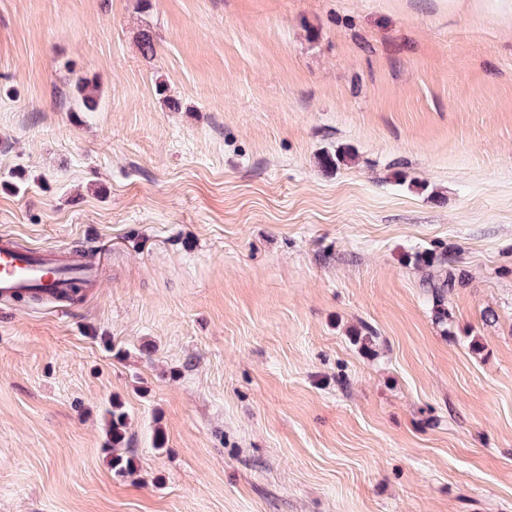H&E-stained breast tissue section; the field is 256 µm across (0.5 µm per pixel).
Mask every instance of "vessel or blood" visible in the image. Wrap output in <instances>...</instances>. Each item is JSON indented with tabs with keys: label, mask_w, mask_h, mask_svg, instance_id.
Instances as JSON below:
<instances>
[{
	"label": "vessel or blood",
	"mask_w": 512,
	"mask_h": 512,
	"mask_svg": "<svg viewBox=\"0 0 512 512\" xmlns=\"http://www.w3.org/2000/svg\"><path fill=\"white\" fill-rule=\"evenodd\" d=\"M87 288L98 282V266L61 251L18 247L14 239L0 237V299L40 293L51 299L67 295L72 280Z\"/></svg>",
	"instance_id": "b4317fda"
}]
</instances>
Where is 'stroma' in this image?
Instances as JSON below:
<instances>
[{
    "label": "stroma",
    "mask_w": 512,
    "mask_h": 512,
    "mask_svg": "<svg viewBox=\"0 0 512 512\" xmlns=\"http://www.w3.org/2000/svg\"><path fill=\"white\" fill-rule=\"evenodd\" d=\"M0 234L101 258L0 301V512H512L511 19L0 0ZM111 407L112 409L107 410L110 415L107 435L112 450V469L118 474H126L133 469L132 459L123 451L127 442V414L117 398L112 399Z\"/></svg>",
    "instance_id": "obj_1"
}]
</instances>
